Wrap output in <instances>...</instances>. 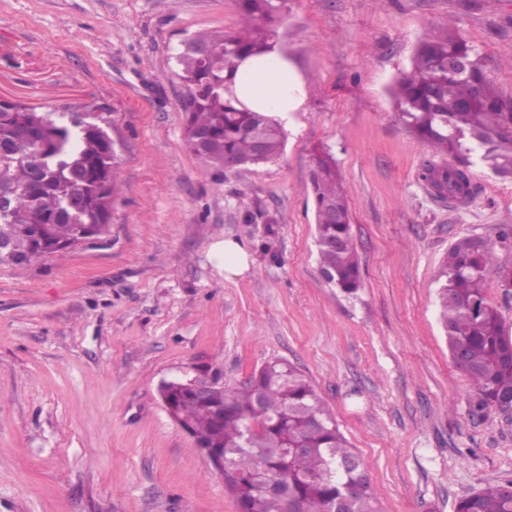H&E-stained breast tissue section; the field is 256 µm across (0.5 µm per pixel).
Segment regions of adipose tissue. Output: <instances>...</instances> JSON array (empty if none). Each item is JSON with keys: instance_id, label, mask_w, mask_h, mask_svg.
Instances as JSON below:
<instances>
[{"instance_id": "1", "label": "adipose tissue", "mask_w": 512, "mask_h": 512, "mask_svg": "<svg viewBox=\"0 0 512 512\" xmlns=\"http://www.w3.org/2000/svg\"><path fill=\"white\" fill-rule=\"evenodd\" d=\"M235 96L247 107L271 113L280 123L302 109L309 87L287 56L277 49L240 63L234 80Z\"/></svg>"}]
</instances>
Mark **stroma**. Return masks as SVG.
Returning a JSON list of instances; mask_svg holds the SVG:
<instances>
[{"label":"stroma","instance_id":"stroma-1","mask_svg":"<svg viewBox=\"0 0 512 512\" xmlns=\"http://www.w3.org/2000/svg\"><path fill=\"white\" fill-rule=\"evenodd\" d=\"M235 0H0V98L107 113L120 189L100 239L0 266V512H238L161 381L239 386L284 359L313 383L364 462L382 512H454L512 481V417L470 413L436 276L464 237L491 241L488 300L512 336V180L475 165L471 202L418 176L431 151L391 88L416 47L449 28L512 99V0H287L275 44L310 86L281 156L205 171L184 142L174 56L197 33L236 32ZM339 167L362 287L320 272L311 172ZM253 264L225 279L213 243Z\"/></svg>","mask_w":512,"mask_h":512}]
</instances>
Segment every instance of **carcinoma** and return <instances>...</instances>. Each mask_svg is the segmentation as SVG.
Instances as JSON below:
<instances>
[{
	"mask_svg": "<svg viewBox=\"0 0 512 512\" xmlns=\"http://www.w3.org/2000/svg\"><path fill=\"white\" fill-rule=\"evenodd\" d=\"M286 0H236L242 28L236 33L196 34L177 55V76L186 89V147L208 167L224 160L262 165L275 161L286 140L284 127L266 112L225 96L238 63L265 52ZM213 53L203 58L199 47ZM468 61L464 72L448 69ZM405 126L454 165L433 160L419 178L436 197L469 201L471 168L480 162L512 179V102L501 99L467 41L442 34L421 41L410 70L394 87ZM71 123L53 112L0 100V190L10 194L0 212V238L13 250L0 265L24 266L42 256L103 235L112 196L120 186L119 155L101 112H71ZM264 143L258 152L255 137ZM40 184L31 190L35 171ZM315 197L318 260L326 280L353 296L361 288L360 258L336 160L316 156L311 175ZM491 243L463 238L445 257L438 288L440 318L456 366L472 381L471 414L494 408L512 414V338L486 298ZM167 399L196 442L224 452V487L241 512H283L268 481L288 486L296 512H380L358 453L349 446L307 376L290 363L266 362L241 387L202 400L171 387ZM512 481L459 498L455 512H512Z\"/></svg>",
	"mask_w": 512,
	"mask_h": 512,
	"instance_id": "carcinoma-1",
	"label": "carcinoma"
}]
</instances>
